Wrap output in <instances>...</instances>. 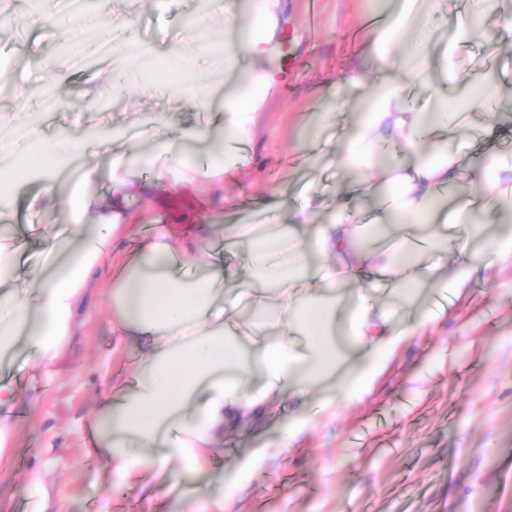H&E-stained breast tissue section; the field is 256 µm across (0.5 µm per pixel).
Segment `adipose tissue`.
<instances>
[{
    "mask_svg": "<svg viewBox=\"0 0 512 512\" xmlns=\"http://www.w3.org/2000/svg\"><path fill=\"white\" fill-rule=\"evenodd\" d=\"M278 2L256 0L263 23L251 36L250 51L230 48L209 57L210 70L234 85L224 95V141L208 157L207 175L218 192L225 180L240 178V146L251 139L254 114L269 86L258 62L275 48ZM504 6L505 0H478L476 12L437 33L417 27L415 18L444 9L445 0H403L375 25L373 103L347 126L336 163L357 172L350 185L354 196L387 187L384 218L362 219L340 203L330 223H316L325 199L312 193L291 204L271 201L258 223L233 225L224 240L236 258L232 264L204 260L194 234L162 232L141 242L136 272L124 273L113 290V327L137 345L141 368L131 385L116 387L98 421L105 455L119 475L138 472L146 449L166 436L167 457L198 464L199 449L213 447L225 429L260 418L274 396L302 400L313 382L325 378H337L347 399H360L409 335L374 312L368 293L376 283L364 280V270L381 273L391 294L407 301L449 267V297L455 300L474 277L491 278V258L512 257V232L486 238L477 224H441L437 205L441 192L464 175L454 137L479 139L512 128V118L499 110L490 72L456 66L460 44L487 40L501 48V41L489 38L490 14ZM111 11L112 0H101L77 25L53 0H41L39 10L20 18L1 13L0 27H36L47 20L73 45L85 26L104 24ZM406 85L433 95L448 89L468 108L426 114L407 105ZM22 138V152L0 140V192L21 179H40L41 192L28 201L36 216L54 201L60 166L73 155L95 154L100 143L49 138L33 124ZM386 144L403 145L407 157L387 161ZM145 169L154 180L140 181ZM195 171L165 147L113 165L108 193L94 196L87 188L100 171L85 166L67 198L68 230L79 243L62 266L49 274L25 271L18 260L27 239L0 246V359L23 340L37 362L54 363L95 267L134 221L132 195L148 200L159 190L177 191L193 182ZM479 180L480 189L458 201L457 211L512 197V168L497 159L489 160ZM248 293L257 312L236 336L233 326ZM272 323L280 328L273 340L267 335Z\"/></svg>",
    "mask_w": 512,
    "mask_h": 512,
    "instance_id": "ef3b65f1",
    "label": "adipose tissue"
}]
</instances>
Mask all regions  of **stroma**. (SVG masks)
<instances>
[{
	"mask_svg": "<svg viewBox=\"0 0 512 512\" xmlns=\"http://www.w3.org/2000/svg\"><path fill=\"white\" fill-rule=\"evenodd\" d=\"M368 7V0H322V35L315 39L304 0H281L277 34L286 47L262 64L269 93L243 151L244 177L225 184L226 199L257 206L276 195L291 202L309 185L332 192L349 182L333 154L313 151L307 134L322 124L321 140L336 144L341 131L334 120H321V113L355 110L371 91ZM115 10L142 41L184 58L189 76L217 94L213 111L187 106L175 113L168 88L128 76L122 95L113 99L123 112L124 134L97 157L101 177L89 188L93 194L106 189L114 161L152 148L155 138L141 132L143 115L172 112L181 124H208L212 137L224 133V80L211 76L200 56L193 15L160 16L152 0H117ZM53 47L49 28H29L21 36L0 29V57L9 65L0 75V135L18 121L17 87H35L40 58ZM458 56L485 59L484 47L463 44ZM488 62L512 113V48ZM356 72L363 81L348 83ZM51 81L69 95L63 114L41 113L47 133L66 124L81 133L111 123V113L88 106L83 96L88 89L103 95L97 74L62 63ZM78 174L74 166L58 177L54 206L36 220L27 199L39 185L22 186L0 204V234L16 235L30 225L39 234L64 231L66 194ZM210 195L209 182L201 179L178 193H158L147 204L133 198L131 211L142 231L160 223L190 233L195 225L220 220V228L202 241L218 249L224 226L235 216L229 210L213 216ZM115 274L111 260L100 263L57 362L38 364L22 341L0 366L16 373L19 385L15 437L0 452V512H170L182 500L211 512L220 497L224 512H512V259L495 261L491 280L468 288L447 315L418 326L360 400H344L330 382L314 387L303 406L279 400L264 420L226 433L205 450L197 468L170 460L173 478L162 486L149 471L118 481L93 431L113 380L131 381L141 363L137 349L112 329ZM450 282L447 275L430 282L417 305L405 308L388 292L375 291V310L396 325L417 319ZM300 417L308 424L292 450L274 454L273 445ZM259 448L267 451L264 461L227 491L224 477Z\"/></svg>",
	"mask_w": 512,
	"mask_h": 512,
	"instance_id": "stroma-1",
	"label": "stroma"
}]
</instances>
